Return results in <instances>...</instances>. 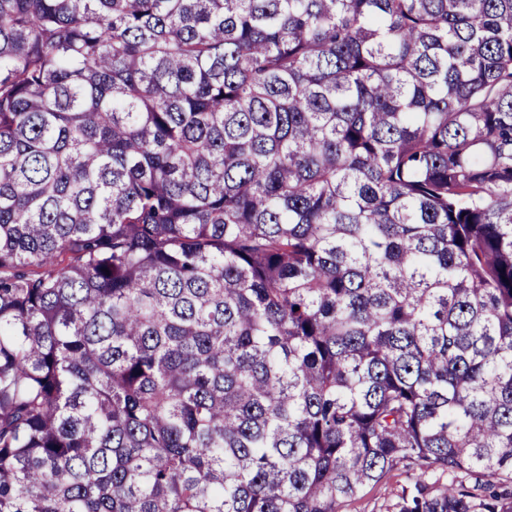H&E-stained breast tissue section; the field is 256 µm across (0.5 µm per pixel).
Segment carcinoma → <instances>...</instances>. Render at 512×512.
<instances>
[{
  "instance_id": "1",
  "label": "carcinoma",
  "mask_w": 512,
  "mask_h": 512,
  "mask_svg": "<svg viewBox=\"0 0 512 512\" xmlns=\"http://www.w3.org/2000/svg\"><path fill=\"white\" fill-rule=\"evenodd\" d=\"M400 465L512 512V0H0V512Z\"/></svg>"
}]
</instances>
